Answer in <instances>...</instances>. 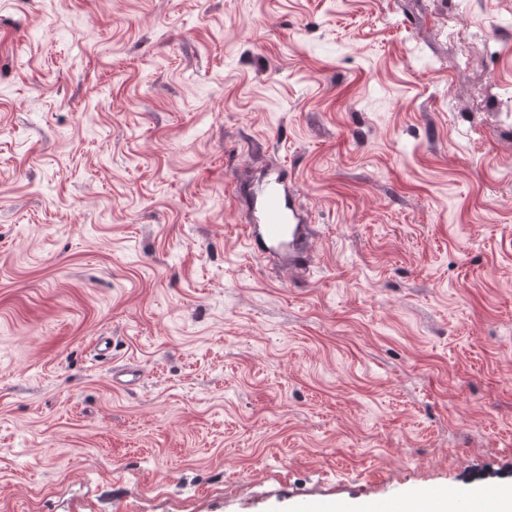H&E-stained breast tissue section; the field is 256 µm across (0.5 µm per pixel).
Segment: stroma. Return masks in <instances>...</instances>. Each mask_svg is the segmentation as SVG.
Instances as JSON below:
<instances>
[{
  "instance_id": "stroma-1",
  "label": "stroma",
  "mask_w": 512,
  "mask_h": 512,
  "mask_svg": "<svg viewBox=\"0 0 512 512\" xmlns=\"http://www.w3.org/2000/svg\"><path fill=\"white\" fill-rule=\"evenodd\" d=\"M511 96L512 0H0V512L511 483ZM250 206L251 223L242 225L246 247L259 253L288 254L290 268H305L310 225L296 206L288 171L269 172L260 188L251 193Z\"/></svg>"
}]
</instances>
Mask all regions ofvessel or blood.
Here are the masks:
<instances>
[{"label":"vessel or blood","instance_id":"vessel-or-blood-1","mask_svg":"<svg viewBox=\"0 0 512 512\" xmlns=\"http://www.w3.org/2000/svg\"><path fill=\"white\" fill-rule=\"evenodd\" d=\"M251 221L242 227L246 247L259 253L284 254L289 267L301 269L310 227L303 211L295 203L288 173L275 169L250 198Z\"/></svg>","mask_w":512,"mask_h":512}]
</instances>
